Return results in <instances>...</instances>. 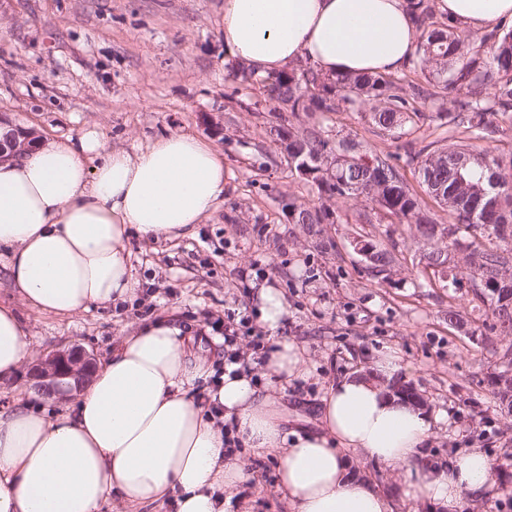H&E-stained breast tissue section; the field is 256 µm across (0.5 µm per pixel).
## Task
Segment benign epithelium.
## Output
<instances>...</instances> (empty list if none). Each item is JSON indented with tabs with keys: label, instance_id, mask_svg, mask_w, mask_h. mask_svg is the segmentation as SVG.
<instances>
[{
	"label": "benign epithelium",
	"instance_id": "benign-epithelium-1",
	"mask_svg": "<svg viewBox=\"0 0 512 512\" xmlns=\"http://www.w3.org/2000/svg\"><path fill=\"white\" fill-rule=\"evenodd\" d=\"M31 132L16 128L0 140V161L14 157L31 146ZM95 368L93 355L78 347L56 350L31 368L32 388L46 396L63 391V380L71 378L80 386Z\"/></svg>",
	"mask_w": 512,
	"mask_h": 512
}]
</instances>
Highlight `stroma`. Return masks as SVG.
Masks as SVG:
<instances>
[{
    "label": "stroma",
    "instance_id": "35a3bbf8",
    "mask_svg": "<svg viewBox=\"0 0 512 512\" xmlns=\"http://www.w3.org/2000/svg\"><path fill=\"white\" fill-rule=\"evenodd\" d=\"M224 0H0V116L42 138L78 135L95 125L112 146L134 150L163 133L186 132L224 155V203L194 235L158 242L131 239V262L141 281L137 296L107 308L90 307L59 319L19 302L5 274L0 301L14 305L29 335L28 364L60 348L79 346L96 361L111 354L117 336L145 320L172 315L190 328L216 373L224 371V315L251 316L234 344L242 354L262 335L255 288H277L287 314L281 336L304 347L305 377L276 391L289 428L317 430L321 399L332 380L369 370L389 351L400 356V376L427 401L437 423L423 454L441 462L467 448L483 449L507 473L500 494L468 502L464 512H512V412L493 394L491 380L512 353L469 271L471 248L495 251L504 240L455 228L451 251L460 283L425 273L429 243L414 225L363 197L319 194L292 175L288 156L270 129L276 113L254 109L260 81L234 79L226 60ZM405 94L425 93L426 116L403 134L380 131L368 106L314 112L310 125L329 137H351L392 154L417 184L411 154L427 144L448 147L428 67L406 68ZM327 208L328 224H294L288 206ZM360 237L395 258L376 274L351 245ZM264 277H257L254 263ZM460 320L449 323V311ZM252 471L225 512H288L277 491V456L236 449ZM352 470L391 496L396 512H429L403 499L407 474L366 459Z\"/></svg>",
    "mask_w": 512,
    "mask_h": 512
}]
</instances>
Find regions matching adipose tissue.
Returning a JSON list of instances; mask_svg holds the SVG:
<instances>
[{
  "label": "adipose tissue",
  "instance_id": "adipose-tissue-1",
  "mask_svg": "<svg viewBox=\"0 0 512 512\" xmlns=\"http://www.w3.org/2000/svg\"><path fill=\"white\" fill-rule=\"evenodd\" d=\"M438 8L482 32L512 20V0H438ZM222 24L230 60L264 74L302 62L330 76L397 73L417 41L406 0H224ZM223 200L224 157L194 135L165 133L131 152L109 147L93 126L41 140L0 163V269L46 314L124 303L139 287L131 236L192 234ZM255 296L273 333L262 377L237 358L214 381L190 331L166 316L121 337L60 412L31 403L0 410V512H100L114 496L142 506L169 495L177 512H224L225 492L249 477L224 454L228 434L277 453L290 512H395L351 470L353 456L406 468V496L433 508L462 512L467 500L498 496L482 449L425 462L431 417L392 393L400 368L392 353L329 387L319 431L286 429L270 388L305 375L304 349L276 335L281 294L264 286ZM29 351L21 320L0 303V379Z\"/></svg>",
  "mask_w": 512,
  "mask_h": 512
}]
</instances>
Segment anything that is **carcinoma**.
Here are the masks:
<instances>
[{"mask_svg":"<svg viewBox=\"0 0 512 512\" xmlns=\"http://www.w3.org/2000/svg\"><path fill=\"white\" fill-rule=\"evenodd\" d=\"M417 26L422 28L418 58L431 68L437 95L448 99V124L463 129L470 142L434 150L427 145L416 156L419 183L424 191L448 210L455 223L474 231H489L512 240V151L495 156L475 145L498 130V121H512V28L498 30L479 40L448 23L426 30L433 14L430 0H409ZM269 98L286 106L289 115L273 127L278 139L288 136V163L300 173L305 165L322 170L311 182L330 197L365 196L381 205L402 224L436 225L421 210L414 192L392 156L367 149L350 139L333 140L312 127L298 126L301 112H338L358 104H373L370 122L394 133L415 124L425 113L415 107L420 94L401 93L391 75L326 76L304 64L263 79ZM489 82L494 93L484 97L475 86ZM295 224H324L326 209L305 204L288 205ZM435 246L427 256L432 268L448 259L447 249ZM473 276L489 301L496 326L512 335V284L501 277L512 257L509 251H474Z\"/></svg>","mask_w":512,"mask_h":512,"instance_id":"obj_1","label":"carcinoma"}]
</instances>
